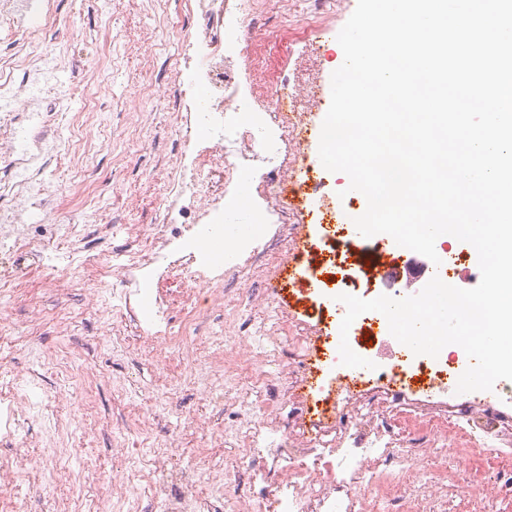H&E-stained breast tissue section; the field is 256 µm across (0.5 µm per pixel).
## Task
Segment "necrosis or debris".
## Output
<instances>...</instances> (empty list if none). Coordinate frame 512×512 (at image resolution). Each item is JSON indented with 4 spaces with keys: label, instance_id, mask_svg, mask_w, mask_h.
I'll use <instances>...</instances> for the list:
<instances>
[{
    "label": "necrosis or debris",
    "instance_id": "4bbe7bcc",
    "mask_svg": "<svg viewBox=\"0 0 512 512\" xmlns=\"http://www.w3.org/2000/svg\"><path fill=\"white\" fill-rule=\"evenodd\" d=\"M335 9V0H182L165 28L180 49L172 128L186 133L187 145L157 224L103 261L73 225L54 227L55 237L74 242L65 252L28 234V211L41 194L32 170L56 139L40 104L57 83L60 21L44 0H0V29L30 33L25 53L0 51V136L8 143L0 166L15 190L0 207V296L34 264L69 271L73 288L84 285L81 271L104 264L117 273L109 291L117 316L136 321L152 346L175 352L181 339L170 333L160 281L189 271L196 336L208 335L213 291L223 288L225 305L240 313L236 342L245 351L229 358L231 383L206 382L200 391L220 404L237 380L262 395L261 415L243 416L231 431L240 448L232 468L210 464L219 477L212 494L231 512L254 501L263 512H444L448 499L430 476L464 456L487 458L489 466L452 474L457 492L475 495L491 470L498 494L512 498V381L457 393L470 364L464 350L452 344L435 358L414 355L375 311L340 332V294L409 296L402 279L384 275L399 247L386 234L370 237L369 249L357 246L354 220L362 210L337 211L327 175L306 165L313 115L289 104L288 81L275 74L264 96L254 89L264 66L256 33L271 30L278 43L306 41L331 23ZM247 175L257 232L229 243L224 221ZM293 264L316 282L310 312L271 320L246 312L241 277L261 270L275 306L277 284ZM344 339L372 368L341 365ZM272 365L287 369V380L271 376ZM27 408L14 383H0V444L20 445L18 418ZM160 458L157 451L142 455L128 472V489L151 491L158 512H208L195 492L196 468L168 469Z\"/></svg>",
    "mask_w": 512,
    "mask_h": 512
}]
</instances>
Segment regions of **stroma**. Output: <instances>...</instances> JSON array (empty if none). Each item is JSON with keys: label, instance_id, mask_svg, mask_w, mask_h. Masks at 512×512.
<instances>
[{"label": "stroma", "instance_id": "1", "mask_svg": "<svg viewBox=\"0 0 512 512\" xmlns=\"http://www.w3.org/2000/svg\"><path fill=\"white\" fill-rule=\"evenodd\" d=\"M61 18L74 26L64 34L59 54L65 64L59 74L69 85L66 100L47 93L45 105L59 135L58 157L42 169V178L57 191L67 221L104 224L121 213L133 230L146 232L168 178V160L184 143L170 128L172 114L166 98L154 99L143 111L124 112L116 103L127 98L147 58H156L163 81L173 79L178 48L165 37L163 17L178 8L176 0H154L151 7L131 0H52ZM341 48L325 39L323 47L306 42L268 54L271 69L300 70L306 77L296 100L300 108L324 115L320 95L329 93L333 62ZM95 88L98 110L81 130L72 127L83 107L81 92ZM148 134L145 148L128 155L122 139L130 126ZM93 169L103 182L92 202L76 205L68 197L76 168ZM90 273L85 287L64 286L60 276L34 267L29 269L12 300L0 314L10 317L30 349L44 363L38 368L36 387L46 407L41 416L26 418L22 430L29 456L41 473L39 479L0 486V512H7L8 498L20 493L30 512H69L76 501L97 502L111 494L112 477L128 468L137 447L116 450L112 440L139 416L152 442L178 451L183 464L207 470L212 459L232 462L237 454L234 439L213 438L215 430L233 426L237 411L199 401L196 380L217 373L216 359L235 347L238 325L229 319L223 303L211 309V333L194 336L185 356L197 360L196 378L176 372L174 360L143 338L136 322L113 316L103 307ZM74 338L82 347L86 373L73 380L64 369L71 352L64 345ZM168 398V412L156 414L159 398Z\"/></svg>", "mask_w": 512, "mask_h": 512}]
</instances>
